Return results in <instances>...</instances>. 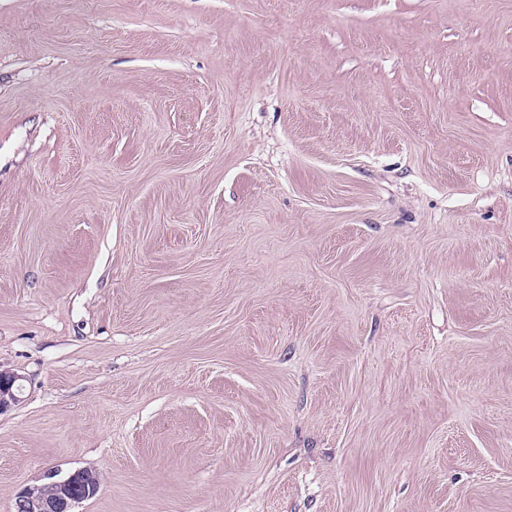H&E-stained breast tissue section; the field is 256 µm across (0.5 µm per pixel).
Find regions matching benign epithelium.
I'll use <instances>...</instances> for the list:
<instances>
[{
	"mask_svg": "<svg viewBox=\"0 0 512 512\" xmlns=\"http://www.w3.org/2000/svg\"><path fill=\"white\" fill-rule=\"evenodd\" d=\"M21 376L11 371H0V413L17 403V382ZM46 487L50 492L36 496L27 489L15 500L14 512H73L76 504L97 490L98 473L91 469H78L64 476L49 474Z\"/></svg>",
	"mask_w": 512,
	"mask_h": 512,
	"instance_id": "benign-epithelium-1",
	"label": "benign epithelium"
}]
</instances>
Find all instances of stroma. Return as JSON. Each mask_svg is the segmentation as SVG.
<instances>
[{
  "label": "stroma",
  "instance_id": "stroma-1",
  "mask_svg": "<svg viewBox=\"0 0 512 512\" xmlns=\"http://www.w3.org/2000/svg\"><path fill=\"white\" fill-rule=\"evenodd\" d=\"M0 512H512V0H0ZM21 376L11 371H0V413H3L15 405L18 401L16 392L17 382ZM49 478L52 480L44 485L50 489L48 494L36 496L31 489L25 490L16 498L14 512H74V506L94 493L99 484L98 473L91 469H78L62 477L54 472Z\"/></svg>",
  "mask_w": 512,
  "mask_h": 512
}]
</instances>
